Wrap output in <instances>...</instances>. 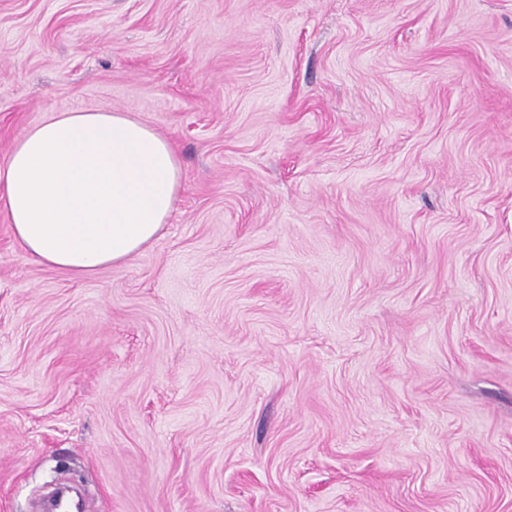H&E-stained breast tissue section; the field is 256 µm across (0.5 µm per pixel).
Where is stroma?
Here are the masks:
<instances>
[{
	"instance_id": "1",
	"label": "stroma",
	"mask_w": 512,
	"mask_h": 512,
	"mask_svg": "<svg viewBox=\"0 0 512 512\" xmlns=\"http://www.w3.org/2000/svg\"><path fill=\"white\" fill-rule=\"evenodd\" d=\"M173 144L77 278L0 211V512H512V0H0V162Z\"/></svg>"
}]
</instances>
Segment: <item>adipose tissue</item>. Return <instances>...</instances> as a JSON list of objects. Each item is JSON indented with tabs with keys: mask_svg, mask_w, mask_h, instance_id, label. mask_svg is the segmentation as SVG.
<instances>
[{
	"mask_svg": "<svg viewBox=\"0 0 512 512\" xmlns=\"http://www.w3.org/2000/svg\"><path fill=\"white\" fill-rule=\"evenodd\" d=\"M181 189L171 142L126 112L52 114L0 163V211L23 256L76 277L137 255Z\"/></svg>",
	"mask_w": 512,
	"mask_h": 512,
	"instance_id": "ef3b65f1",
	"label": "adipose tissue"
}]
</instances>
